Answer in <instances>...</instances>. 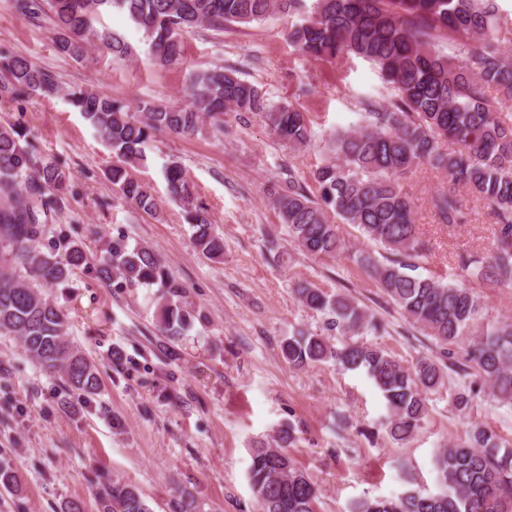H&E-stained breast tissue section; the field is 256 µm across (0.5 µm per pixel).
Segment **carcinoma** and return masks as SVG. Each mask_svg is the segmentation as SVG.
I'll return each instance as SVG.
<instances>
[{
    "instance_id": "1",
    "label": "carcinoma",
    "mask_w": 512,
    "mask_h": 512,
    "mask_svg": "<svg viewBox=\"0 0 512 512\" xmlns=\"http://www.w3.org/2000/svg\"><path fill=\"white\" fill-rule=\"evenodd\" d=\"M10 8L32 20L50 16L60 53L83 58L101 46L114 56L132 54L119 35L94 27L104 10L117 8L140 28L155 61L167 66L182 58L183 39L199 27H224L265 19L277 10L301 21L288 39L302 55L329 60L354 55L375 65L394 99L368 102L363 125L338 131L325 145L313 173L319 195L288 181L275 208L293 243L312 256L345 250L333 210L356 225L369 241L391 251L384 263L370 253L354 254L385 294L427 335L446 347L464 350L473 369L472 386L453 394L460 413L470 409L473 386L487 384L494 398L512 401V325L483 324V306L468 288L416 273L427 249L420 239L411 199L401 180L419 165L448 177L485 201L495 222L493 246L482 261L461 260V269L512 287V58L501 49L509 29L496 0H9ZM448 41L454 52L440 50ZM500 98L491 99L487 89ZM65 93L116 158L107 177L121 195L145 212L155 198L130 167L144 160V147L158 132L194 134L204 119L219 123L227 112L264 115L273 133L298 149L311 141L305 112L273 106L261 90L232 66L215 64L199 72L186 90L184 105L147 106L141 116L103 93L63 90L54 77L19 53H0V95L53 97ZM457 149L446 152L442 141ZM170 196L186 210L195 249L209 259L224 255V237L196 203L181 166L165 174ZM66 172L34 153L13 125H0V335L16 336L25 353L67 387L84 395L100 388L97 365L66 339L67 314L48 301L41 288L62 284L73 269L89 264L85 251L53 223L63 205ZM442 224L465 222L461 199L451 189L432 197ZM97 278L117 288L157 286L161 304L157 328L176 339L203 321L201 311L183 301L185 289L148 247L114 244L93 264ZM300 302L328 317L326 336L299 332L284 338L288 364L304 368L332 362L345 370L363 369L381 391L388 409L385 430L405 441L421 428L427 395L444 385V364L422 358L407 369L379 347L353 340L376 323L348 298L300 285ZM294 429L279 431L275 447L253 449L248 474L258 512H315L319 489L288 454ZM438 491L413 490L396 498H365L354 512H512V445L491 429L474 424L465 440L441 449L434 460ZM103 512H151L142 493L119 477L102 484Z\"/></svg>"
}]
</instances>
